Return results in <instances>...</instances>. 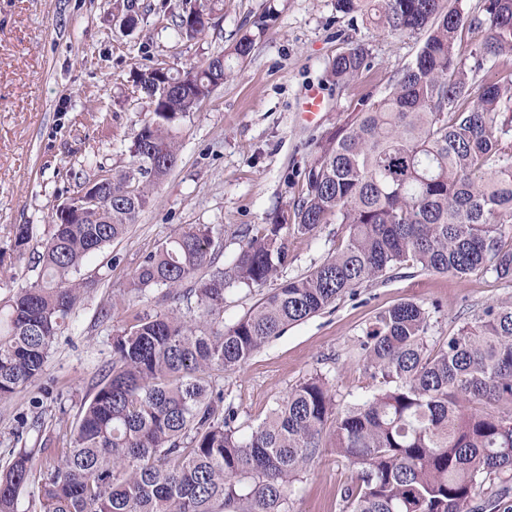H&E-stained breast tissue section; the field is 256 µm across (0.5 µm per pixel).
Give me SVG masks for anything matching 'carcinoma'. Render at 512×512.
<instances>
[{
  "label": "carcinoma",
  "mask_w": 512,
  "mask_h": 512,
  "mask_svg": "<svg viewBox=\"0 0 512 512\" xmlns=\"http://www.w3.org/2000/svg\"><path fill=\"white\" fill-rule=\"evenodd\" d=\"M222 0L169 12L180 37L209 28ZM336 12L415 35V58L379 95L322 132L301 173L292 212L257 229L227 267L216 265L224 225L188 224L135 268L128 292L154 295L145 313L112 336V362L77 418L70 446L40 465L35 512H288L300 475L332 430L354 471L341 512H477L476 500L512 480V302L490 303L429 349L431 311L414 301L377 313L358 351L378 388L339 407L327 378L312 375L250 432L224 403L213 372L236 371L287 327L411 267L512 282V89L478 80L488 63L512 61V0H480L470 18L448 0H336ZM270 7L233 47L244 60L269 28ZM486 37L458 57L464 24ZM224 54L200 65L135 68L150 102L130 146L132 169L98 167L101 201L79 214L56 210L37 252L38 278L0 304V402L35 382L59 334L100 279L76 277L94 252L123 238L173 170V127L215 90ZM368 66L361 44L337 54V85ZM342 224L336 253L310 272L283 276V230L313 236ZM32 240L15 227L14 250ZM277 287L230 326L217 322L232 285ZM33 452L0 465V512H17L33 477Z\"/></svg>",
  "instance_id": "obj_1"
}]
</instances>
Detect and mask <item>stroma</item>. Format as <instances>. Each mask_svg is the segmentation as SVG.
Wrapping results in <instances>:
<instances>
[{
	"instance_id": "obj_1",
	"label": "stroma",
	"mask_w": 512,
	"mask_h": 512,
	"mask_svg": "<svg viewBox=\"0 0 512 512\" xmlns=\"http://www.w3.org/2000/svg\"><path fill=\"white\" fill-rule=\"evenodd\" d=\"M136 29L124 32L112 0H0V300L38 275L33 251L49 231L57 204L80 191L98 167L129 168V147L148 115V100L130 80L135 65L162 58L181 69L230 50L268 7L276 19L224 85L174 127L178 160L125 238L91 255L82 278L107 275L91 290L56 339L41 377L9 403H0V464L15 448L68 446L79 409L112 361V335L147 308L126 291L142 258L187 224L224 227L221 263L238 253L240 227H260L292 207L301 193L297 172L319 135L339 114L353 111L371 90L412 61L419 43L392 36L368 20L336 11V0H224L205 35L186 40L159 20L187 0H142ZM361 44L369 65L354 81L334 84L328 64ZM326 108L306 122L300 108L309 88ZM33 227L31 249L13 250L14 227ZM345 236L326 224L316 236L289 235L287 276L310 271ZM121 306H113V299ZM512 301V285L487 273L460 278L403 269L358 289L319 315L272 338L242 369L224 375V393L242 427L259 424L270 407L309 376L321 373L339 403L373 394L376 383L357 353L358 341L380 310L416 301L434 308L430 334L441 340L486 304ZM352 469L324 440L319 457L292 487L290 512H340Z\"/></svg>"
}]
</instances>
